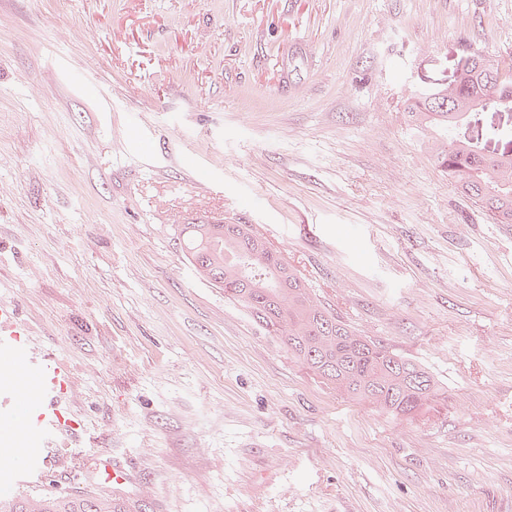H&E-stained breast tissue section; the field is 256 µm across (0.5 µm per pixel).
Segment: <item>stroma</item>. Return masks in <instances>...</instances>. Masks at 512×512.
Wrapping results in <instances>:
<instances>
[{"label":"stroma","instance_id":"1","mask_svg":"<svg viewBox=\"0 0 512 512\" xmlns=\"http://www.w3.org/2000/svg\"><path fill=\"white\" fill-rule=\"evenodd\" d=\"M512 0H0V302L70 370L55 477L155 512H512V226L409 127ZM491 150L512 111L474 113ZM256 227L447 405L342 398L200 278L178 227Z\"/></svg>","mask_w":512,"mask_h":512}]
</instances>
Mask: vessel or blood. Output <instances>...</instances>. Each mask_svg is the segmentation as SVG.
Wrapping results in <instances>:
<instances>
[{"label":"vessel or blood","instance_id":"b4317fda","mask_svg":"<svg viewBox=\"0 0 512 512\" xmlns=\"http://www.w3.org/2000/svg\"><path fill=\"white\" fill-rule=\"evenodd\" d=\"M18 362L14 383L0 386V413L7 425L19 430L26 443L21 458L11 461V469L40 478L49 476L60 461L58 452L46 451L47 435L67 438L78 425L65 401L71 377L56 357H33L28 333L18 321L14 306L0 304V362Z\"/></svg>","mask_w":512,"mask_h":512}]
</instances>
